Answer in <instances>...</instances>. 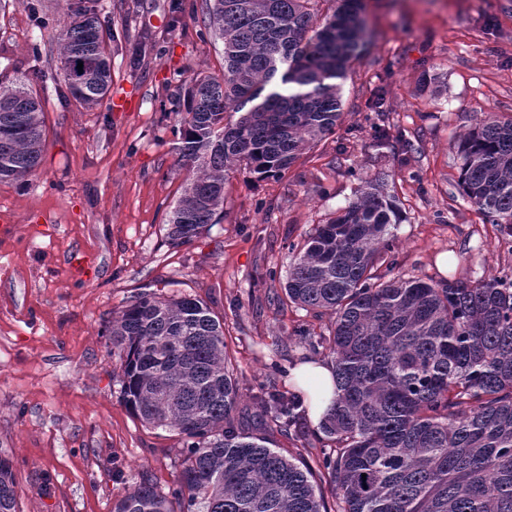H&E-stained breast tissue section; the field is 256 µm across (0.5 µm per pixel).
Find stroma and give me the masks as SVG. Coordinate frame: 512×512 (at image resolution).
<instances>
[{"label": "stroma", "mask_w": 512, "mask_h": 512, "mask_svg": "<svg viewBox=\"0 0 512 512\" xmlns=\"http://www.w3.org/2000/svg\"><path fill=\"white\" fill-rule=\"evenodd\" d=\"M365 3L371 42L343 82L339 137L279 179L232 175L220 223L177 248L165 221L187 173L173 94L193 74L224 70L205 0H95L112 35V89L92 109L64 96L57 49L69 0L0 9V83L27 78L46 125L38 171L0 182V223L12 226L0 233V456L12 463L20 512H112L141 476L164 490L179 471L181 441L134 418L103 334L137 293L202 299L224 322L243 385L272 378L294 394L291 371L310 349L293 333L327 331L331 319L277 305L289 246L352 202L360 177L395 175L396 274L512 278V236L463 197L455 148L480 118L512 116V0ZM426 72L436 92L421 91ZM379 91L377 114L366 102ZM376 123L417 140L412 170L396 149L371 146ZM269 269L272 284L261 280Z\"/></svg>", "instance_id": "stroma-1"}]
</instances>
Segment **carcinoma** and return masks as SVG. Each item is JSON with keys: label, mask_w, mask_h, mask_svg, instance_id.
I'll return each instance as SVG.
<instances>
[{"label": "carcinoma", "mask_w": 512, "mask_h": 512, "mask_svg": "<svg viewBox=\"0 0 512 512\" xmlns=\"http://www.w3.org/2000/svg\"><path fill=\"white\" fill-rule=\"evenodd\" d=\"M315 0H208L224 42L221 77L182 83L175 128L186 184L167 220V243L192 242L217 223L235 172L282 176L343 122L342 81L369 45L363 0H336L320 21ZM65 78L83 63L86 108L112 83L110 54L92 6L61 33ZM238 112L233 123L225 113ZM45 135L40 98L26 80L0 85V181L33 174ZM372 144H414L386 125ZM459 186L471 205L512 232V117L490 114L460 136ZM402 222L383 176L314 228L293 254L284 296L317 316L328 334L295 332L331 363L338 391L313 431L274 382L259 384L256 431L246 419L224 324L190 295L142 292L107 322L115 374L133 416L183 440L181 469L163 492L148 477L124 490L112 512H512V279L430 284L385 279L397 266L390 227ZM280 433L297 456L268 447ZM316 458L322 488L305 455ZM12 465L0 462V512H17Z\"/></svg>", "instance_id": "1"}]
</instances>
